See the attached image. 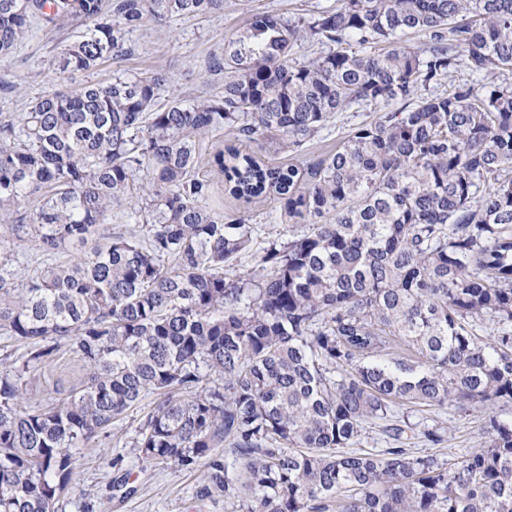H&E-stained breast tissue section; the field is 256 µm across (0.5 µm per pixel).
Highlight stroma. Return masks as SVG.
I'll return each instance as SVG.
<instances>
[{"label":"stroma","instance_id":"stroma-1","mask_svg":"<svg viewBox=\"0 0 512 512\" xmlns=\"http://www.w3.org/2000/svg\"><path fill=\"white\" fill-rule=\"evenodd\" d=\"M335 5L336 0H224L223 12L174 18L161 26L149 24L131 31L126 37V51L122 56L96 70L70 74L62 80L55 74V57L63 45L72 41L71 30L61 28L46 33L35 29L11 56L0 59V83L13 87L10 93H0V116L19 115L31 99L54 88L106 83L118 76L152 71L166 76L159 92L160 104L202 99L221 90L224 78L211 72L210 65L215 56L221 55L225 42L243 29L250 10L273 11L291 18ZM397 109V104L393 103L386 108L371 106L357 112H341L301 148H284L271 139L264 143L257 155L271 165L301 166L335 152L355 127L374 122L384 111ZM232 143L229 135L217 133L207 134L201 140L207 163L200 174L212 185L211 208L223 214L225 219L242 217L255 224L259 246L287 240L289 230L302 227L304 218L289 216L284 200L275 196L252 201L235 197L230 193L223 173L212 164L214 153ZM86 373L84 362L65 350L60 352L53 366L27 376V391L30 397L46 398L58 387L79 384ZM154 402V397H146L112 424L109 437L95 438L77 451L76 484L61 499L59 512H242L236 501L221 498L205 503L195 501L196 479L192 475L162 464L145 465L137 461L131 442ZM408 420L419 426L435 425L441 429L443 441L439 445L411 439V447L423 454H435L454 461L484 444V414L477 409H416L409 412ZM117 453L125 455L131 470L130 480L137 487L136 493L122 502L112 499L109 490L113 472L108 458Z\"/></svg>","mask_w":512,"mask_h":512}]
</instances>
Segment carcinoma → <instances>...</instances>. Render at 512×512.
<instances>
[{
  "instance_id": "obj_1",
  "label": "carcinoma",
  "mask_w": 512,
  "mask_h": 512,
  "mask_svg": "<svg viewBox=\"0 0 512 512\" xmlns=\"http://www.w3.org/2000/svg\"><path fill=\"white\" fill-rule=\"evenodd\" d=\"M252 13L214 58L222 90L157 104L144 73L54 90L0 118V512H57L73 449L156 396L131 448L197 476L195 498L248 512H512V418L452 464L401 445L402 406L512 403V0H336ZM224 0H0V57L31 26L79 35L57 74L125 53V35ZM409 33L425 47L402 45ZM330 51L292 58L298 41ZM363 47L352 50V44ZM496 80L456 79L459 65ZM448 82L441 94L420 92ZM402 101L304 168L228 148L231 192L273 194L308 224L257 252L255 227L208 203L201 139L300 147L339 112ZM230 162H224V156ZM137 230L102 234L114 207ZM41 265L18 286L15 246ZM68 250L73 258L54 263ZM492 333L480 337L477 323ZM64 347L85 384L29 403L24 378ZM393 446L354 451L364 424ZM113 495L127 498L124 456Z\"/></svg>"
}]
</instances>
